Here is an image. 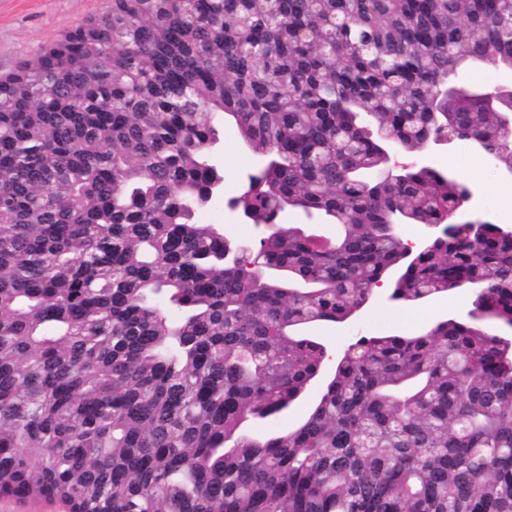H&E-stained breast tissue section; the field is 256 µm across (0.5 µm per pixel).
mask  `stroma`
<instances>
[{"label": "stroma", "instance_id": "35a3bbf8", "mask_svg": "<svg viewBox=\"0 0 512 512\" xmlns=\"http://www.w3.org/2000/svg\"><path fill=\"white\" fill-rule=\"evenodd\" d=\"M111 10L112 0H0V77L15 72L23 62L58 43L66 34L105 18ZM212 158L224 177L221 199L196 211L193 221L215 225L225 236L240 242H252L260 237V229L245 224L227 202L241 195L249 176L257 173V158L227 122L219 125ZM396 159L455 176L472 191L471 199L463 206L465 218L512 229V176L499 172L472 143L432 144L419 152H398ZM474 170L479 171V179H471ZM473 308V294L468 289L442 293L415 305L391 300L390 290L385 287L375 291L357 315L342 323L310 325L309 332L320 337L329 355L336 357L360 337L418 332L449 318L465 322Z\"/></svg>", "mask_w": 512, "mask_h": 512}]
</instances>
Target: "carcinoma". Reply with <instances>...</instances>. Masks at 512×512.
I'll return each mask as SVG.
<instances>
[{"instance_id":"obj_1","label":"carcinoma","mask_w":512,"mask_h":512,"mask_svg":"<svg viewBox=\"0 0 512 512\" xmlns=\"http://www.w3.org/2000/svg\"><path fill=\"white\" fill-rule=\"evenodd\" d=\"M512 69V0H112L0 79V490L80 512H512V230L455 221L462 183L393 150L483 141L460 81ZM460 97L443 103L445 86ZM260 161L266 232L192 223L217 124ZM300 208L333 238L276 223ZM401 224L437 229L414 254ZM469 288L442 321L349 345L314 322ZM318 389L319 386L315 385L307 397L294 402L280 420L271 422L268 425H266L265 422L257 425H250L249 430L254 433H269L267 426L292 427L307 414L310 403Z\"/></svg>"}]
</instances>
